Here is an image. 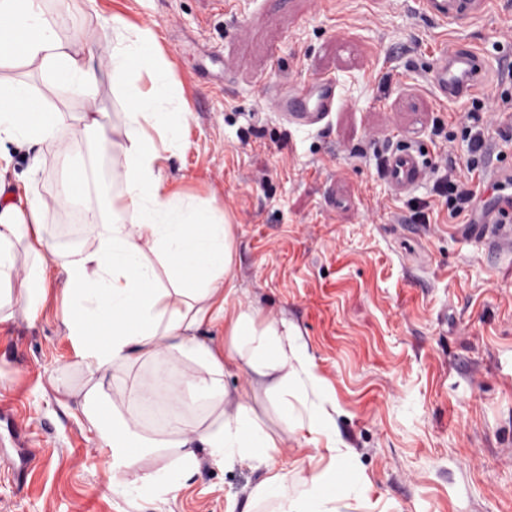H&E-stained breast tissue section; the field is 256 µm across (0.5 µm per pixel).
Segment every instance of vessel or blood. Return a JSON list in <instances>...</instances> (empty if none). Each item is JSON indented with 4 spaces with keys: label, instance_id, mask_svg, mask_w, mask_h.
<instances>
[{
    "label": "vessel or blood",
    "instance_id": "1",
    "mask_svg": "<svg viewBox=\"0 0 512 512\" xmlns=\"http://www.w3.org/2000/svg\"><path fill=\"white\" fill-rule=\"evenodd\" d=\"M489 0H419L422 15L453 24L482 16ZM490 63L482 52L458 39L434 58L430 80L440 102H458L481 96L489 88ZM341 93L336 76L315 73L304 81L275 91L279 112L289 126L309 130L322 124L333 112ZM426 163L422 152L406 146L391 152L383 161L382 173L395 195L412 191L423 180ZM465 233L490 250L512 247V194L493 198L477 210L464 227Z\"/></svg>",
    "mask_w": 512,
    "mask_h": 512
}]
</instances>
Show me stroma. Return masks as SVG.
Returning <instances> with one entry per match:
<instances>
[{
	"label": "stroma",
	"instance_id": "obj_1",
	"mask_svg": "<svg viewBox=\"0 0 512 512\" xmlns=\"http://www.w3.org/2000/svg\"><path fill=\"white\" fill-rule=\"evenodd\" d=\"M78 12L87 50L115 14L158 35L188 103L165 174L213 197L233 226L229 306H252L260 326H297L336 406V439L366 482L340 512H512V248L469 239L433 175L394 195L378 153L409 144L477 181L459 138L474 102L436 101L428 71L445 40L480 50L497 30L493 87L479 101L497 137L512 123L496 114L512 0L458 25L428 20L417 0H96L91 11L58 0L62 24ZM312 72L337 76L341 98L301 131L271 98ZM415 200L430 202L429 223H397ZM71 356L54 306L0 323V512H245L267 474L248 462L201 458L162 502L113 495L81 412L49 379ZM224 384L276 440V468L334 467L333 451L283 432L248 372L230 369Z\"/></svg>",
	"mask_w": 512,
	"mask_h": 512
}]
</instances>
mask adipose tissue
I'll return each mask as SVG.
<instances>
[{
  "label": "adipose tissue",
  "instance_id": "1",
  "mask_svg": "<svg viewBox=\"0 0 512 512\" xmlns=\"http://www.w3.org/2000/svg\"><path fill=\"white\" fill-rule=\"evenodd\" d=\"M50 0H0V63L20 55L81 106L48 108L26 83H0V323L43 314L53 272L63 286L56 316L73 358L49 375L77 405L105 457L113 493L159 501L175 495L205 451L218 466L269 465L276 443L245 395L224 385L228 367L249 370L269 393L283 430L336 446L335 408L287 320L257 326L236 292L233 227L211 198L174 190L164 172L181 147L188 105L170 76L155 31L115 19L98 51L62 38ZM107 74L121 95L123 143L93 87ZM75 149L66 192L33 194L8 182L10 147L30 172L59 139ZM64 222L50 225L49 213ZM223 327L229 348L202 331ZM138 369L137 389L125 376ZM157 455L159 470L130 484L126 473ZM364 493L361 481L327 472L270 469L251 493V512H336Z\"/></svg>",
  "mask_w": 512,
  "mask_h": 512
}]
</instances>
